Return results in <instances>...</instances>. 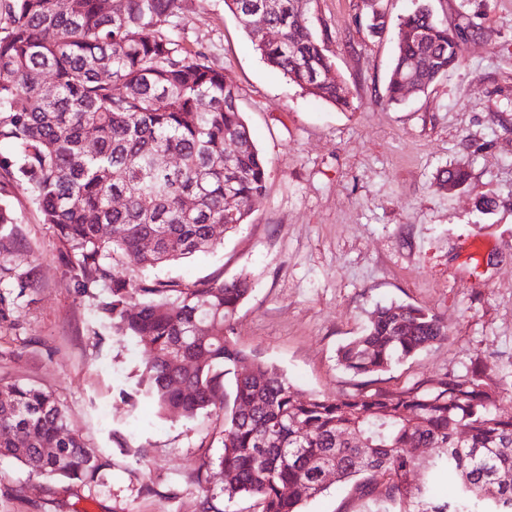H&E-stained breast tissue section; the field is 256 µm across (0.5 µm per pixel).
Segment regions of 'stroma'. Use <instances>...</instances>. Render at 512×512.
I'll list each match as a JSON object with an SVG mask.
<instances>
[{
  "mask_svg": "<svg viewBox=\"0 0 512 512\" xmlns=\"http://www.w3.org/2000/svg\"><path fill=\"white\" fill-rule=\"evenodd\" d=\"M415 0H383L388 28L368 31L365 0H314L309 22L330 38L334 74L350 91L343 110L269 67L224 0H192L187 42L233 81L239 108L268 165L267 190L247 224L213 252L152 270L191 283L248 277L252 293L235 316L247 353L284 370L301 396L351 389L336 350L362 334L377 306L408 303L451 331L394 366L400 388L465 374L483 360L512 414V0H430L448 23L480 24L460 64L404 104L380 100L395 55L397 24ZM465 167L467 184L439 188L443 170ZM495 198L492 213L478 199ZM21 235L0 242L17 271L34 269L11 322L0 325V383L53 393L70 429L101 467L76 483L32 475L0 458V512H257L226 502L215 477L224 407L162 419L130 400L143 345L101 323L98 299L73 287L59 242L24 188L12 198Z\"/></svg>",
  "mask_w": 512,
  "mask_h": 512,
  "instance_id": "obj_1",
  "label": "stroma"
}]
</instances>
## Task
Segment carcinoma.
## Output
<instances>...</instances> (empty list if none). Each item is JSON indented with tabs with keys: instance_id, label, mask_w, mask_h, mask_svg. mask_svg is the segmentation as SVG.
Here are the masks:
<instances>
[{
	"instance_id": "carcinoma-1",
	"label": "carcinoma",
	"mask_w": 512,
	"mask_h": 512,
	"mask_svg": "<svg viewBox=\"0 0 512 512\" xmlns=\"http://www.w3.org/2000/svg\"><path fill=\"white\" fill-rule=\"evenodd\" d=\"M312 3L224 0L268 66L348 109L350 92L327 77L329 37L308 23ZM187 8L188 0H112L108 11L102 0H69L65 10L57 0H0V146L10 148L0 151V240L18 235L11 196L23 186L56 229L74 287L102 289L99 309L112 332L150 352L139 392L159 416L224 408V376L234 374L218 458L225 500L250 496L259 512H302L334 482L350 487L359 512H512V416L500 414V392L481 366L400 389L379 385L394 365L448 340L437 315L409 304L377 308L365 332L337 351L362 381L304 398L286 373L233 339L249 280L184 284L112 272L117 254L152 268L217 247L213 226L229 232L246 223L266 190L267 163L237 87L205 52L185 46L176 19ZM478 35L486 32L418 5L400 19L382 100L428 89ZM467 180L455 167L439 186ZM186 196L196 200L189 215ZM145 240L153 249L141 247ZM32 276L0 252V324L11 321ZM200 322L208 336L198 341ZM416 446L437 452L420 458ZM0 456L72 482L101 468L56 398L19 383L0 384ZM443 479L455 497L436 494Z\"/></svg>"
}]
</instances>
